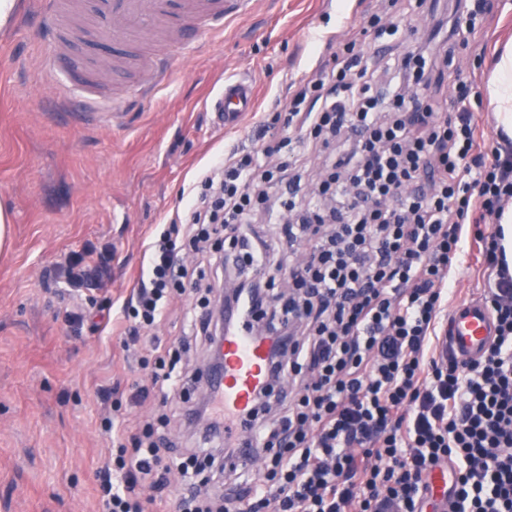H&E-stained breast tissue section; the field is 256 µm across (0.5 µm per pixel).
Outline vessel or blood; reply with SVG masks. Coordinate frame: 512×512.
<instances>
[{
	"label": "vessel or blood",
	"instance_id": "b4317fda",
	"mask_svg": "<svg viewBox=\"0 0 512 512\" xmlns=\"http://www.w3.org/2000/svg\"><path fill=\"white\" fill-rule=\"evenodd\" d=\"M38 31L41 47L57 89L98 113L112 117L111 97L100 94L93 72L69 46L75 36L103 49H125L145 32L168 26L175 53L196 51L224 27V0H41ZM211 107L220 125L236 126L255 107L252 86L225 81ZM447 344L464 358L479 356L494 334L485 304L473 299L456 305L446 320ZM270 344L256 335L255 324L242 307L224 311V363L207 377L211 393L224 412V434L246 436L244 418L256 394L268 381Z\"/></svg>",
	"mask_w": 512,
	"mask_h": 512
}]
</instances>
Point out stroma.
<instances>
[{"mask_svg": "<svg viewBox=\"0 0 512 512\" xmlns=\"http://www.w3.org/2000/svg\"><path fill=\"white\" fill-rule=\"evenodd\" d=\"M33 0H17L0 30V206L12 214L11 245L0 251V512H100L98 472L114 451L104 419L141 434L163 413L152 385L159 352L189 337V299L132 343L112 329L134 288L147 243L183 221L186 192L225 144L250 150L252 130L284 112L299 83L330 70L336 44L364 31L377 0H252L229 11L223 33L194 58L173 57L170 81L148 99L127 97L124 81L82 46L85 60L117 103L112 127L68 123L51 99L45 59L20 23ZM512 39V0H485L468 47L452 71L478 92L497 43ZM258 92L253 112L220 126L211 102L225 79ZM105 260L82 297L60 276L69 257ZM487 278L465 253L451 279L450 304L481 297ZM110 398H102V389Z\"/></svg>", "mask_w": 512, "mask_h": 512, "instance_id": "35a3bbf8", "label": "stroma"}]
</instances>
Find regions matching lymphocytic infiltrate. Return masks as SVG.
Masks as SVG:
<instances>
[{
    "label": "lymphocytic infiltrate",
    "instance_id": "obj_1",
    "mask_svg": "<svg viewBox=\"0 0 512 512\" xmlns=\"http://www.w3.org/2000/svg\"><path fill=\"white\" fill-rule=\"evenodd\" d=\"M294 94L289 136L233 147L191 191L186 223L147 248L125 329L198 287L184 241L222 225L223 280L259 286L251 309L274 340L270 384L247 415L264 472L250 512H423L427 476L448 469V512H512V267L492 222L512 202V147L485 138L470 107L432 94L449 60L412 46L371 67L358 39ZM326 153L314 190L306 155ZM248 224L272 237L245 240ZM488 273L495 336L479 356L433 345L467 241ZM303 243L290 260L277 242ZM151 436L99 471L101 512H146L164 487Z\"/></svg>",
    "mask_w": 512,
    "mask_h": 512
}]
</instances>
